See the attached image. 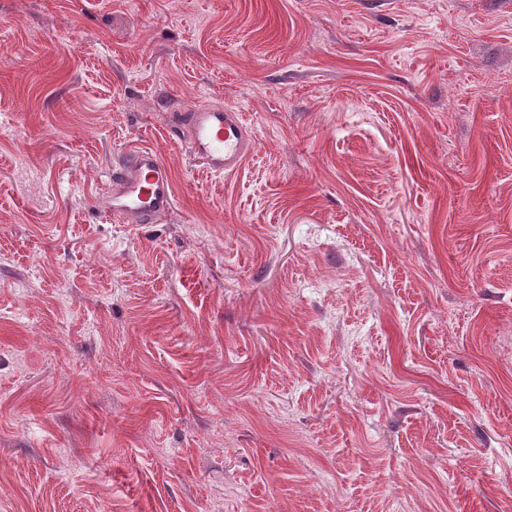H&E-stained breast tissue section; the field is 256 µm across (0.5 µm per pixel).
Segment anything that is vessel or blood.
<instances>
[{"label":"vessel or blood","mask_w":512,"mask_h":512,"mask_svg":"<svg viewBox=\"0 0 512 512\" xmlns=\"http://www.w3.org/2000/svg\"><path fill=\"white\" fill-rule=\"evenodd\" d=\"M192 154L216 174L237 171L253 146L250 128L241 114L216 104H201L177 114L171 125ZM173 189L157 151L129 152L112 171L106 200L111 216L126 223L152 224L171 208Z\"/></svg>","instance_id":"vessel-or-blood-1"}]
</instances>
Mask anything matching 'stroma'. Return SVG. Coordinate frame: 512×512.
<instances>
[{"mask_svg":"<svg viewBox=\"0 0 512 512\" xmlns=\"http://www.w3.org/2000/svg\"><path fill=\"white\" fill-rule=\"evenodd\" d=\"M0 512H512V0H0ZM177 114L171 128L192 154L215 174L237 171L253 146L252 131L241 114L216 104H201ZM173 189L160 155L152 149L129 152L112 170L106 208L126 223L154 224L171 208Z\"/></svg>","mask_w":512,"mask_h":512,"instance_id":"35a3bbf8","label":"stroma"}]
</instances>
